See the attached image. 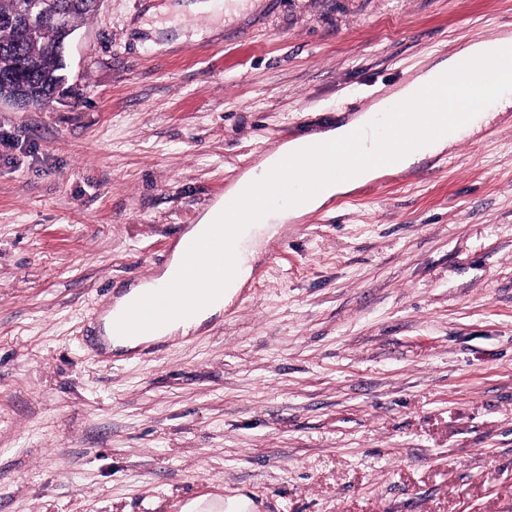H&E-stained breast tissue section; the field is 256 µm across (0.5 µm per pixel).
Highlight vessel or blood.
Listing matches in <instances>:
<instances>
[{"label": "vessel or blood", "mask_w": 512, "mask_h": 512, "mask_svg": "<svg viewBox=\"0 0 512 512\" xmlns=\"http://www.w3.org/2000/svg\"><path fill=\"white\" fill-rule=\"evenodd\" d=\"M411 117L406 103L399 102L393 106L387 126L393 133L395 149L387 153V160H394L396 153L408 148L403 128ZM353 160L352 152L344 148L313 143L305 144L298 155L301 167L313 170L326 168L338 174L344 172ZM201 248V242L187 241L185 260L175 286L155 289L146 299L132 306L124 316L113 321V333L130 335L156 321L188 317L200 305L221 293L225 281L237 272V255L231 247L219 242L212 247L209 262L204 265L198 259Z\"/></svg>", "instance_id": "vessel-or-blood-1"}]
</instances>
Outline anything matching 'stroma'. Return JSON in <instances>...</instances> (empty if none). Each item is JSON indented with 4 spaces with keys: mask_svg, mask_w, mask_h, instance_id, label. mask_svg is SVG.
<instances>
[{
    "mask_svg": "<svg viewBox=\"0 0 512 512\" xmlns=\"http://www.w3.org/2000/svg\"><path fill=\"white\" fill-rule=\"evenodd\" d=\"M101 0L50 107L0 103V512H512V110L288 222L162 355L98 321L284 141L512 0Z\"/></svg>",
    "mask_w": 512,
    "mask_h": 512,
    "instance_id": "stroma-1",
    "label": "stroma"
}]
</instances>
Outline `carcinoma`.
<instances>
[{
  "instance_id": "obj_1",
  "label": "carcinoma",
  "mask_w": 512,
  "mask_h": 512,
  "mask_svg": "<svg viewBox=\"0 0 512 512\" xmlns=\"http://www.w3.org/2000/svg\"><path fill=\"white\" fill-rule=\"evenodd\" d=\"M53 5L63 6L75 25L97 9L94 0H55ZM18 6V0H0V97L15 95L23 85L38 90L37 96L43 97L60 68L56 49L63 34L45 19L33 34L20 35L14 26Z\"/></svg>"
}]
</instances>
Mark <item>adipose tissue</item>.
Instances as JSON below:
<instances>
[{
    "instance_id": "adipose-tissue-1",
    "label": "adipose tissue",
    "mask_w": 512,
    "mask_h": 512,
    "mask_svg": "<svg viewBox=\"0 0 512 512\" xmlns=\"http://www.w3.org/2000/svg\"><path fill=\"white\" fill-rule=\"evenodd\" d=\"M494 81L498 109L512 106V37L504 36L490 41L472 42L440 61L425 72L418 74L396 93L397 98L406 101L415 114V126L437 127L436 135L412 137L409 149L401 153L398 161L388 164L379 161L383 138L376 117L386 110L387 100L372 103L367 111L356 114L350 120L337 122L326 129L301 135L282 143L277 150L244 173L227 191L228 197L246 199L251 197L263 184L279 185L289 159L296 156L307 142L324 145L348 146L355 144L359 155L346 175L332 177L319 182L316 189L301 188L303 172H295V188L288 201L262 208L242 211L236 221H229L224 201H217L201 216L198 224L187 230L189 238L208 242L212 227L230 223L228 242L235 249L238 258L237 275L226 282L224 295L209 301L187 320H166L145 329L137 336L116 338L112 335L113 318L122 316L132 305L139 302L153 289L168 284L178 272L183 253L181 247H174L172 259L161 274L153 281L140 283L128 288L116 297L111 309L100 318L102 340L108 350L131 351L141 346L165 339L171 335L188 334L204 323L219 316L250 279L260 239L276 233L280 225L314 212L329 199L353 191L383 175L410 168L422 159L445 151L464 136L472 134L486 125L488 111L479 95L487 81ZM465 112L469 115L467 124L455 131H448V115ZM376 156V163H366V156Z\"/></svg>"
}]
</instances>
